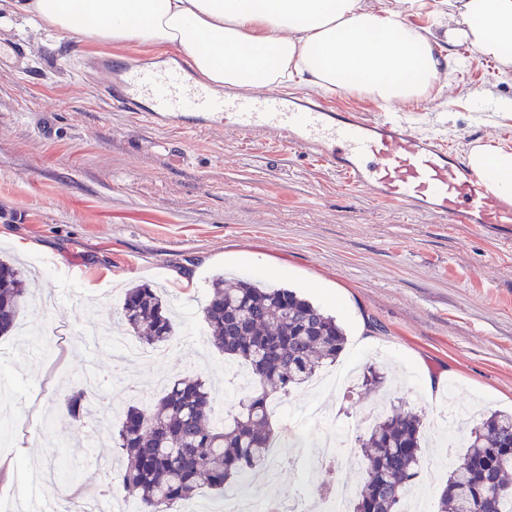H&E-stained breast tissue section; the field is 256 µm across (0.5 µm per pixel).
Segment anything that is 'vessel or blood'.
Here are the masks:
<instances>
[{"label":"vessel or blood","instance_id":"1","mask_svg":"<svg viewBox=\"0 0 512 512\" xmlns=\"http://www.w3.org/2000/svg\"><path fill=\"white\" fill-rule=\"evenodd\" d=\"M26 70L27 49L0 41V62ZM80 73L106 72L102 91L113 106L158 129L224 125L263 135L317 158L347 185L455 224L512 227L504 200L467 166L464 155L435 136L417 132L397 112L334 113L272 90L220 94L192 80L177 63L134 64L110 55L83 57Z\"/></svg>","mask_w":512,"mask_h":512}]
</instances>
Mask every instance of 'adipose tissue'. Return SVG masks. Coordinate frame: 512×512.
<instances>
[{
    "label": "adipose tissue",
    "mask_w": 512,
    "mask_h": 512,
    "mask_svg": "<svg viewBox=\"0 0 512 512\" xmlns=\"http://www.w3.org/2000/svg\"><path fill=\"white\" fill-rule=\"evenodd\" d=\"M429 0H6L7 13L107 43L175 49L212 86L268 88L289 80L384 104L425 98L441 75L474 60L512 62V0H461L437 28L412 25ZM471 167L512 198V149L478 143Z\"/></svg>",
    "instance_id": "ef3b65f1"
}]
</instances>
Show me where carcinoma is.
Returning <instances> with one entry per match:
<instances>
[{"instance_id":"carcinoma-1","label":"carcinoma","mask_w":512,"mask_h":512,"mask_svg":"<svg viewBox=\"0 0 512 512\" xmlns=\"http://www.w3.org/2000/svg\"><path fill=\"white\" fill-rule=\"evenodd\" d=\"M27 269L0 259V336L14 333L30 307ZM208 342L250 368L254 387L238 410L219 417L210 383L170 380L164 395L128 405L113 441L122 458L118 476L141 512H169L206 487L222 493L267 466L274 432L269 402L336 362L347 338L336 318L290 288H268L218 277L202 307ZM121 315L146 347H163L174 333L167 303L147 284L126 290ZM374 367L361 387L384 382ZM74 420L89 414L84 389L61 395ZM361 488L352 512H403L423 459V415L393 408L358 436ZM440 512H512V414L492 413L471 429L440 494Z\"/></svg>"}]
</instances>
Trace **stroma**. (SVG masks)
Returning <instances> with one entry per match:
<instances>
[{"mask_svg":"<svg viewBox=\"0 0 512 512\" xmlns=\"http://www.w3.org/2000/svg\"><path fill=\"white\" fill-rule=\"evenodd\" d=\"M0 38L25 42L31 63L25 75L0 69V256L32 266V291L55 296L22 324L57 332L51 361L20 336L0 338V421L14 423L0 444V512L28 502L32 489L59 499L66 485L134 512L135 500L113 490L115 472L90 479L98 458H116L111 439L84 441L98 415L119 427V385L146 384L155 369L121 349L87 353L72 338L87 325L121 333L124 289L163 288L176 319L168 377L211 379L216 409H237L241 394L224 378L231 360L192 341L207 333L202 306L220 275L297 289L345 327L337 367L387 373L383 387L357 392L352 403L324 394L337 422L369 428L380 398L430 421L451 390L461 428L451 439L429 434L419 477L424 512H437L471 428L512 412V235L371 198L280 142L220 126L149 128L68 65L105 52L156 62L167 50L16 20L0 23ZM505 98L512 63L491 62L441 76L403 111L456 150L491 139L512 148V115L496 108ZM89 369L101 391L81 423L61 415L59 395L81 388ZM430 380L440 392H425ZM341 477L359 483L360 469L305 470L276 482L259 471L247 491L288 505Z\"/></svg>","mask_w":512,"mask_h":512,"instance_id":"stroma-1","label":"stroma"}]
</instances>
